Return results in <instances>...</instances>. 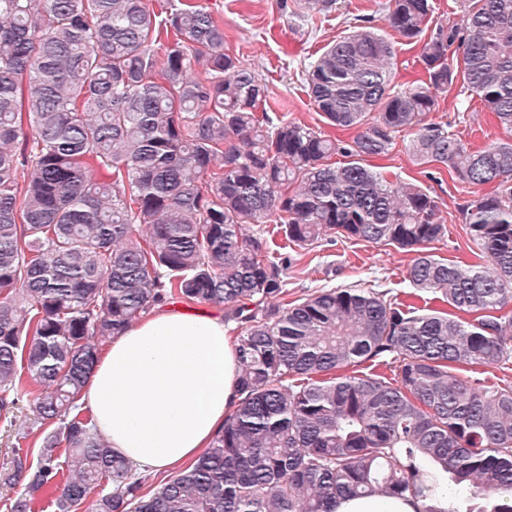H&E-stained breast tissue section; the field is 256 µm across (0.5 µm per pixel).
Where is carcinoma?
Masks as SVG:
<instances>
[{
    "label": "carcinoma",
    "mask_w": 512,
    "mask_h": 512,
    "mask_svg": "<svg viewBox=\"0 0 512 512\" xmlns=\"http://www.w3.org/2000/svg\"><path fill=\"white\" fill-rule=\"evenodd\" d=\"M335 0H293L311 15ZM0 0V418L48 429L0 484L10 512H335L349 495L440 489L446 512H512V140L475 150L428 119L452 88L512 131V0H389L426 80L361 18L309 61L308 95L352 141L267 112V86L200 0ZM476 189L459 212L480 264L450 263L436 197L366 164L398 134ZM347 157L336 165L333 155ZM333 234L415 253L408 285L470 315L322 288L288 300L290 256ZM175 301L236 323L239 401L155 490L77 411L98 346ZM366 362L395 366L389 380ZM107 482L111 491L95 494Z\"/></svg>",
    "instance_id": "1"
}]
</instances>
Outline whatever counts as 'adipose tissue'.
Masks as SVG:
<instances>
[{
    "label": "adipose tissue",
    "mask_w": 512,
    "mask_h": 512,
    "mask_svg": "<svg viewBox=\"0 0 512 512\" xmlns=\"http://www.w3.org/2000/svg\"><path fill=\"white\" fill-rule=\"evenodd\" d=\"M236 342L223 318L159 308L113 337L80 396L91 424L139 469L184 468L208 448L238 400ZM446 512L444 497L345 496L336 512Z\"/></svg>",
    "instance_id": "1"
}]
</instances>
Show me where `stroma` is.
I'll return each instance as SVG.
<instances>
[{"instance_id":"35a3bbf8","label":"stroma","mask_w":512,"mask_h":512,"mask_svg":"<svg viewBox=\"0 0 512 512\" xmlns=\"http://www.w3.org/2000/svg\"><path fill=\"white\" fill-rule=\"evenodd\" d=\"M215 19L224 26V39L240 53L268 85V106L276 114L318 128L322 119L307 93L302 74L307 57L344 35L356 18H372L383 27L387 0H336L332 9L315 16L300 17L284 8L282 0H205ZM454 94L439 100L432 120L450 124L472 147L483 148L512 138L498 126L479 97H472L467 111H457ZM371 166L405 182H412L437 198L448 225V235L434 243L435 255L450 261H473L471 242L458 207L469 197L468 187L447 168L417 164L403 139H396L390 152L371 159ZM412 253L394 246L334 237L320 246L297 250L285 284L289 299H297L322 288H374L406 300L405 280Z\"/></svg>"}]
</instances>
